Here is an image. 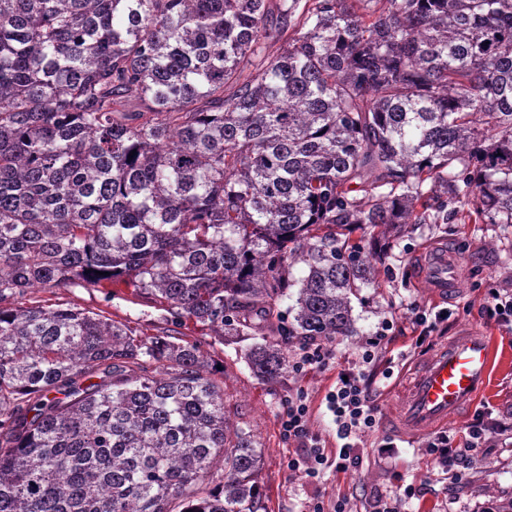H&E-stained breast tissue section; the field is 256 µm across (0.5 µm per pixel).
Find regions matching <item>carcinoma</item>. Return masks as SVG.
<instances>
[{"label":"carcinoma","mask_w":512,"mask_h":512,"mask_svg":"<svg viewBox=\"0 0 512 512\" xmlns=\"http://www.w3.org/2000/svg\"><path fill=\"white\" fill-rule=\"evenodd\" d=\"M450 201L512 224V0H0V512L263 510L197 343L18 299L125 279L224 337L295 288L281 335L353 336L352 235Z\"/></svg>","instance_id":"obj_1"}]
</instances>
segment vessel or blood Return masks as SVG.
Returning a JSON list of instances; mask_svg holds the SVG:
<instances>
[{"label":"vessel or blood","instance_id":"vessel-or-blood-1","mask_svg":"<svg viewBox=\"0 0 512 512\" xmlns=\"http://www.w3.org/2000/svg\"><path fill=\"white\" fill-rule=\"evenodd\" d=\"M459 261L445 245L422 253L415 275L437 298L454 296L459 288ZM496 348L484 332L466 330L439 344L414 372L404 395L388 415L389 431L416 440L460 414L484 390Z\"/></svg>","mask_w":512,"mask_h":512}]
</instances>
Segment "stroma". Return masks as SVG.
<instances>
[{
    "instance_id": "obj_1",
    "label": "stroma",
    "mask_w": 512,
    "mask_h": 512,
    "mask_svg": "<svg viewBox=\"0 0 512 512\" xmlns=\"http://www.w3.org/2000/svg\"><path fill=\"white\" fill-rule=\"evenodd\" d=\"M457 220L447 224H410L391 243V254L378 268L374 287L363 289L353 315L359 333L333 337L329 343L339 356L357 362L361 345L374 336L384 320H391L393 357L418 358L414 347L416 326L412 309H447L448 320L438 323L432 342L462 328H479L493 336L506 358L492 371L489 386L475 405L491 412L493 418L512 417V333L481 316V306L489 289L512 294V226L469 222V206L459 205ZM435 241L446 242L460 258V288L456 296L438 300L429 289L415 287L413 266L417 254ZM34 299L45 305L66 306L103 312L108 318L153 335L165 325V311L135 298L119 281L106 290L72 286L37 291ZM292 301L277 300L262 330H245L233 337L210 335L195 324H187V340L197 342L213 368L212 377L224 390V410L229 420L250 432L262 454L258 480L267 512H306L309 502L321 500L332 506L339 498L350 501L352 512H372L378 500H387L396 512H483L496 501L512 499V445L502 436L489 438L490 462L475 461L460 473H451L436 464L426 451L427 441L398 440L391 459L378 458V447L391 435L376 427L363 443V464L346 473L329 467L321 482L312 484L288 467L300 450L283 435L280 420L290 401L307 394L313 434L321 439L327 455L336 452V427L326 410V397L336 386L335 368L294 372L286 369L274 382L258 379L251 371L247 355L257 342H279L280 323L286 320ZM419 488V495L406 498V486Z\"/></svg>"
}]
</instances>
